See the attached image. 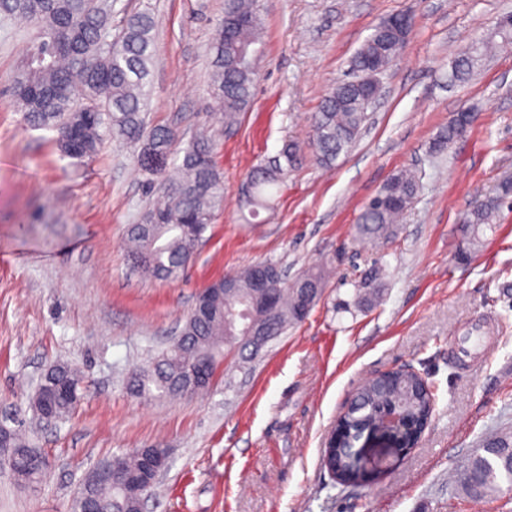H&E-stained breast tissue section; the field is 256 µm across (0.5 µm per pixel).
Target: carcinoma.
Masks as SVG:
<instances>
[{
    "instance_id": "1",
    "label": "carcinoma",
    "mask_w": 512,
    "mask_h": 512,
    "mask_svg": "<svg viewBox=\"0 0 512 512\" xmlns=\"http://www.w3.org/2000/svg\"><path fill=\"white\" fill-rule=\"evenodd\" d=\"M224 14L238 17L242 24L233 43L224 40V23H219L218 38L211 47L213 71L210 81L211 107L224 127L238 123L248 107L256 80V56L260 53L261 22L256 0H224ZM117 12L109 0H0V22L29 33L26 54L11 78V104L23 114L27 124L55 132V143L62 155L73 159H92L108 142L130 147L136 162L150 175V181L164 179L166 201L148 209L140 221L127 228L131 256L137 267L152 278L170 280L180 276L196 254V247L209 224L224 207V173L217 166L215 151L222 131L196 134L182 150L173 152L175 132L148 119L147 93L150 83L155 19L147 10ZM404 38L380 29L372 32L355 53L351 67L366 73L368 84L344 80L322 100L312 116L313 160L331 167L356 142L368 119L367 100L380 95L378 76L402 48ZM496 48L479 39L453 62L450 80L463 82ZM473 123L464 114L448 122L433 140L431 152L444 154L448 146L462 137ZM300 161L298 145L289 141L268 165L255 167L248 176L251 214L269 207L273 190L288 170ZM415 175L401 171L388 179L364 206L356 225L359 236L382 245L394 236L400 217L410 207L417 191ZM512 203V177L505 175L492 193L478 200L466 215L471 243L480 242L484 227L496 214ZM196 226L195 236L187 227ZM256 266L229 274L210 283L200 294L205 310L190 311L179 337L184 346L170 347L153 368L136 370L126 383L133 397L193 395L204 391L188 383L186 374L197 360L217 369L224 353L236 350L252 359L251 336L237 325L241 308L250 311L252 336L273 341L288 327L302 321L304 301L317 302L326 286L321 270H308L285 287L277 282V312L269 316L260 303L266 290L254 287ZM79 400V377L67 364L57 365L49 379L41 382L32 408L40 411L50 404L58 418L69 416ZM403 406L407 415L421 420L428 412V399L412 378L404 377L385 385L368 382L357 389L356 403L340 420L339 427L351 434L379 422L388 406ZM12 448H25L29 458L16 461L18 474L31 483L39 482L43 472L29 459L37 453L20 430L0 434ZM157 447L139 448L120 459L136 472L141 455ZM344 484H357L365 475L349 464L346 448L330 449ZM86 495L75 497L73 512H138L136 496L121 484L102 485L86 473ZM512 486V435L500 433L485 438L473 449L464 467L461 491L468 497L494 501Z\"/></svg>"
}]
</instances>
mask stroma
<instances>
[{"label": "stroma", "mask_w": 512, "mask_h": 512, "mask_svg": "<svg viewBox=\"0 0 512 512\" xmlns=\"http://www.w3.org/2000/svg\"><path fill=\"white\" fill-rule=\"evenodd\" d=\"M117 4L154 14L150 119L184 147L215 120L210 46L224 0ZM258 8L254 99L216 155L224 209L178 279L143 276L127 256V226L155 198L129 149L109 143L92 160L60 156L51 131L0 102V420L22 422L47 461L30 487L0 472V512H71L97 461L146 445L170 451L147 512H512V493L491 502L455 487L471 448L512 431V209L500 210L480 246L463 227L471 205L512 173V49L469 81H448L460 50L490 35L512 0H258ZM406 12L412 29L380 77L367 129L335 166L316 165L311 115L351 77L374 26ZM466 109L475 121L432 166L434 138ZM288 140L304 160L272 208L251 216L248 173ZM407 168L419 190L393 241L360 238L364 204ZM260 262L291 280L326 271L308 316L252 362L227 354L206 394L131 397L128 376L170 346L199 293ZM374 272L382 297L367 307L357 295ZM60 363L79 370L81 400L46 425L31 401ZM404 367L431 388L430 426L406 453L366 448L377 467L363 487L337 484L322 463L326 436L361 382Z\"/></svg>", "instance_id": "1"}]
</instances>
